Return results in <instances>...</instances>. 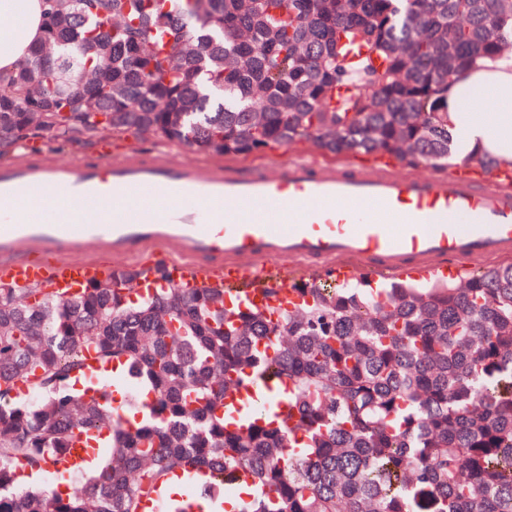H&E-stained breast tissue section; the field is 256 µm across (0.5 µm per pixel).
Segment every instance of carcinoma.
I'll use <instances>...</instances> for the list:
<instances>
[{"label":"carcinoma","mask_w":512,"mask_h":512,"mask_svg":"<svg viewBox=\"0 0 512 512\" xmlns=\"http://www.w3.org/2000/svg\"><path fill=\"white\" fill-rule=\"evenodd\" d=\"M30 58L0 74V146L159 135L208 155L311 141L444 168L446 93L512 43V0H47ZM148 277L151 295L133 297ZM221 284L118 268L62 297L0 280V512H512V263L450 280L293 285V308L224 305ZM136 392L76 388L87 360ZM288 380V417L224 421L235 384ZM26 383L32 394H24ZM77 483L25 487L73 446ZM106 448H84L75 447L73 454L65 456L61 461L53 466V470L59 474H63L64 477H68L70 471L74 470L71 475L75 481L80 479V472L76 470L79 465L83 466L92 458L99 456Z\"/></svg>","instance_id":"carcinoma-1"}]
</instances>
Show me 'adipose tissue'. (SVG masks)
<instances>
[{"label":"adipose tissue","mask_w":512,"mask_h":512,"mask_svg":"<svg viewBox=\"0 0 512 512\" xmlns=\"http://www.w3.org/2000/svg\"><path fill=\"white\" fill-rule=\"evenodd\" d=\"M45 0H0V72L17 69L44 34ZM448 131L458 161L493 157L512 168V55L464 68L448 89Z\"/></svg>","instance_id":"adipose-tissue-1"}]
</instances>
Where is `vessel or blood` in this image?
<instances>
[{
  "mask_svg": "<svg viewBox=\"0 0 512 512\" xmlns=\"http://www.w3.org/2000/svg\"><path fill=\"white\" fill-rule=\"evenodd\" d=\"M173 257L174 286L211 281L258 308L288 296V281L316 263L336 276H376L419 266L455 275L454 259L512 254V192L448 172L398 176L279 160L244 171L166 156H114L92 164L22 158L0 163V280L43 284L63 296L110 277L94 253ZM287 381L235 386L233 417L257 420L286 405ZM75 448L66 475L99 456Z\"/></svg>",
  "mask_w": 512,
  "mask_h": 512,
  "instance_id": "vessel-or-blood-1",
  "label": "vessel or blood"
}]
</instances>
